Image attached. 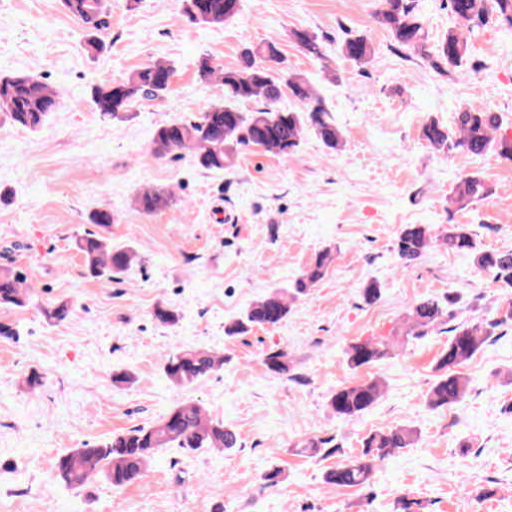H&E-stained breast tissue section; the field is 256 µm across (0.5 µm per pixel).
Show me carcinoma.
<instances>
[{"instance_id":"1","label":"carcinoma","mask_w":512,"mask_h":512,"mask_svg":"<svg viewBox=\"0 0 512 512\" xmlns=\"http://www.w3.org/2000/svg\"><path fill=\"white\" fill-rule=\"evenodd\" d=\"M187 13L198 23L222 24L233 18L239 0H186ZM65 6L80 18L102 15L100 0H65ZM448 7L459 23L448 30L437 47L440 62L459 68L470 52L468 33L476 26L494 19L498 25L512 31V0H448ZM377 21L392 35L394 41L408 53L429 57L425 44L424 24L413 0H383ZM303 50L315 58L324 57L319 40L306 32L295 33ZM345 58L362 63L371 59L374 49L362 35H349L340 44ZM262 57L265 65H258ZM275 44L243 49L239 64L231 68H216L210 58L199 60L200 80L217 79L224 86V99L207 103L193 121L173 120L159 125L151 141V152L165 158L181 151H190L197 164L205 169L221 170L242 148H256L264 153L286 158L300 145L305 127H310L324 146L338 150L342 134L322 101L312 95L304 80L286 68ZM173 69L161 62L134 70L124 78L102 82L91 89L92 101L102 115L114 120L131 118L129 110L137 102L159 98L169 89ZM303 103L302 110H283L275 104L283 95ZM58 92L33 75L0 77V112L25 128L42 126L48 113L57 104ZM263 105L244 110L241 105L257 100ZM455 126L448 128L432 120L422 128V137L438 149L459 151L481 156L494 152L512 162V137L498 136L501 117L496 112L466 105L455 112ZM490 188L478 176L458 179L450 202L458 209L488 198ZM140 211L153 213L168 204L165 193L158 190L143 192L137 197ZM436 242L430 228L424 224H408L398 235L396 252L406 267L421 259ZM441 244L452 252L470 254L476 266L489 273L503 288L512 289V252L483 248L468 224H450ZM84 255L89 276L111 281L127 272L138 262L129 248L112 246L105 236L87 234L76 241ZM332 261L330 251L318 255L314 265L291 286L290 294L275 289L253 303L230 327L227 335L244 333L254 326H275L289 312L288 296L298 297L325 275ZM31 286L25 278L11 270L0 271V306L24 307L30 299ZM453 299L446 301L426 298L414 305L408 314L406 335L424 336L435 327L453 318ZM512 327V300L499 308L495 317L474 324L462 323L450 329L448 347L436 361L437 378L426 394V404L432 410L448 408L462 402L469 389V379L459 371L483 345L502 328ZM394 345L376 339L358 341L345 350L346 363L358 371L392 357ZM266 369L277 376L292 377L288 353L272 351L264 358ZM224 368V357L198 350L173 352L163 369L176 387L191 384ZM383 380L377 376L343 384L330 393L328 404L336 417L355 418L369 410L380 398ZM420 439L417 429L409 426H388L370 434L363 443L361 455L328 471L326 482L338 488L368 487L375 471L401 448H413ZM235 434L224 428V422L206 415L196 404L178 401L157 422L134 428L111 440L90 448H75L60 457L56 469L68 486H83L95 472L104 474L114 488L131 484L146 474L149 465L164 448L196 451L203 448H234ZM331 441L321 438L305 440L300 449L314 456H329L336 449L328 448Z\"/></svg>"}]
</instances>
